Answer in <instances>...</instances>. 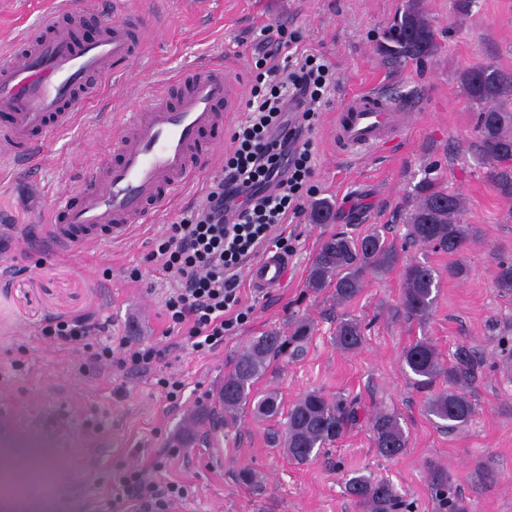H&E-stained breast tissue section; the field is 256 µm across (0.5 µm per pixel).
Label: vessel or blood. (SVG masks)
Instances as JSON below:
<instances>
[{"label": "vessel or blood", "instance_id": "b4317fda", "mask_svg": "<svg viewBox=\"0 0 512 512\" xmlns=\"http://www.w3.org/2000/svg\"><path fill=\"white\" fill-rule=\"evenodd\" d=\"M126 14L86 40L80 36L82 11L63 0L38 33L0 56L1 162L34 168L48 139L71 127L78 107L96 95L102 80L135 63L134 42L148 27L149 14L138 0ZM177 82L175 100L153 97L147 111L121 123L111 158L77 192L51 203L45 226L50 242L76 255L90 240L123 241L134 224L152 221L173 192L199 173L240 90L214 69H189ZM410 106L386 89L354 95L336 118L333 138L344 150L385 146L409 124ZM287 267V258L267 253L248 268V279L266 291L282 283Z\"/></svg>", "mask_w": 512, "mask_h": 512}]
</instances>
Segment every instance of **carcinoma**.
<instances>
[{"instance_id": "obj_1", "label": "carcinoma", "mask_w": 512, "mask_h": 512, "mask_svg": "<svg viewBox=\"0 0 512 512\" xmlns=\"http://www.w3.org/2000/svg\"><path fill=\"white\" fill-rule=\"evenodd\" d=\"M436 48L432 25L418 4L413 3L386 31L381 50L396 59H420ZM468 98L480 106L477 116L478 150L488 166V179L504 197H512V170L503 163L512 160V81L498 70L476 65L461 77ZM464 202L460 195L432 180L418 183L407 221L406 244L415 247L433 246L450 254L459 251L473 237L474 230L460 222ZM334 212L330 203L318 201L311 208L314 224H329ZM401 254L386 237L385 231L374 227L362 235L345 233L330 235L319 244L310 265L306 285L309 291L328 292L339 306H346L361 294L366 277L394 268ZM404 287L398 311L404 316L425 322L431 315L438 290L435 271L418 262H407L403 269ZM495 286L505 295H512V260L498 258ZM367 325L346 313L336 322V346L344 352L358 350L364 342ZM315 330L306 317L288 320V331L267 330L252 339L237 355L231 370L224 375L217 393V405L211 413L218 425L234 418L251 400H256L255 412L262 417H275L281 403L274 390L255 393L258 380L268 371L270 363L284 352L294 356L303 351ZM403 365L415 376L419 389H429L441 376L448 389L432 395L428 412L443 424L455 429L466 425L475 413L467 390L474 377V362L463 351L457 363L444 365L434 343L423 338L409 345L402 353ZM358 416V403L333 400L319 390L304 393L288 409L282 433V444L288 458L304 464L340 438ZM373 443L377 453L386 458L396 457L408 446V435L393 413L377 411L371 418ZM430 485L435 496L448 512H467V506L457 492L453 478L445 470L430 468ZM347 493L366 512H405L409 505L387 480L355 472L346 479Z\"/></svg>"}]
</instances>
